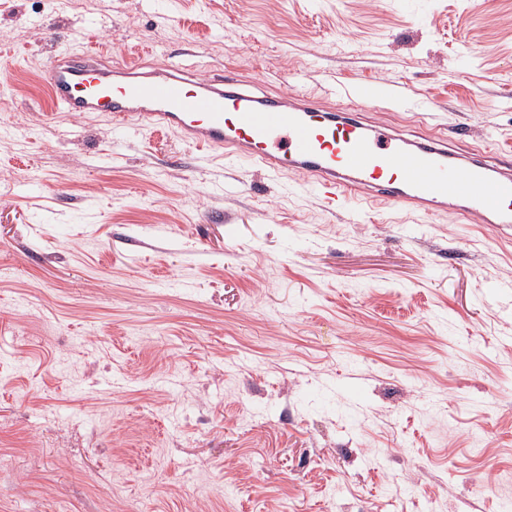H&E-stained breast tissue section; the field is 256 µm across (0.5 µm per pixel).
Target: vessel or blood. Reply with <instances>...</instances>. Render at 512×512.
Segmentation results:
<instances>
[{"label":"vessel or blood","instance_id":"obj_1","mask_svg":"<svg viewBox=\"0 0 512 512\" xmlns=\"http://www.w3.org/2000/svg\"><path fill=\"white\" fill-rule=\"evenodd\" d=\"M46 71L65 114L103 112L118 127L178 131L271 176L299 175L332 206L364 197L428 216L456 210L470 224H512V164L488 161L480 150L451 151L443 136L410 140L292 93L258 97L231 74L144 73L132 58L108 71L92 52L53 59Z\"/></svg>","mask_w":512,"mask_h":512}]
</instances>
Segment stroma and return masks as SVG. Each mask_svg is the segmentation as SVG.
Returning a JSON list of instances; mask_svg holds the SVG:
<instances>
[{
    "instance_id": "35a3bbf8",
    "label": "stroma",
    "mask_w": 512,
    "mask_h": 512,
    "mask_svg": "<svg viewBox=\"0 0 512 512\" xmlns=\"http://www.w3.org/2000/svg\"><path fill=\"white\" fill-rule=\"evenodd\" d=\"M99 34L512 152V0H0V512H512V225L55 119Z\"/></svg>"
}]
</instances>
